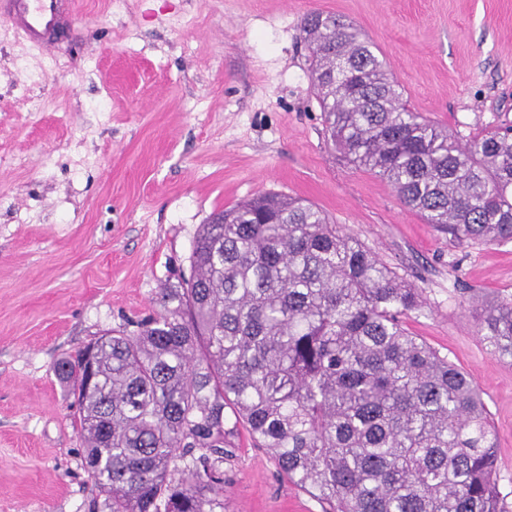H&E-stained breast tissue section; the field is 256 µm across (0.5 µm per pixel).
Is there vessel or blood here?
Returning <instances> with one entry per match:
<instances>
[{"label": "vessel or blood", "mask_w": 512, "mask_h": 512, "mask_svg": "<svg viewBox=\"0 0 512 512\" xmlns=\"http://www.w3.org/2000/svg\"><path fill=\"white\" fill-rule=\"evenodd\" d=\"M77 0H0V15L32 45L52 50L73 43Z\"/></svg>", "instance_id": "obj_1"}]
</instances>
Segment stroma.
Here are the masks:
<instances>
[{
  "label": "stroma",
  "instance_id": "1",
  "mask_svg": "<svg viewBox=\"0 0 512 512\" xmlns=\"http://www.w3.org/2000/svg\"><path fill=\"white\" fill-rule=\"evenodd\" d=\"M314 11L376 45L414 111L461 140L512 125V0H83L49 59L0 17V512H110L56 363L135 331L213 212L299 197L420 288L405 327L470 375L512 512V360L473 313L512 296V241H460L335 150L301 38ZM228 512H322L238 429Z\"/></svg>",
  "mask_w": 512,
  "mask_h": 512
}]
</instances>
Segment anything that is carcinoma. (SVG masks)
I'll return each instance as SVG.
<instances>
[{"mask_svg": "<svg viewBox=\"0 0 512 512\" xmlns=\"http://www.w3.org/2000/svg\"><path fill=\"white\" fill-rule=\"evenodd\" d=\"M302 35L333 146L438 231L512 240L509 130L462 143L412 111L332 13H309ZM190 259L136 332L95 342L90 388L78 360L57 366L110 512H224L229 411L323 512H507L482 393L400 320L421 292L320 208L260 193L201 225ZM476 321L512 360V299Z\"/></svg>", "mask_w": 512, "mask_h": 512, "instance_id": "obj_1", "label": "carcinoma"}]
</instances>
